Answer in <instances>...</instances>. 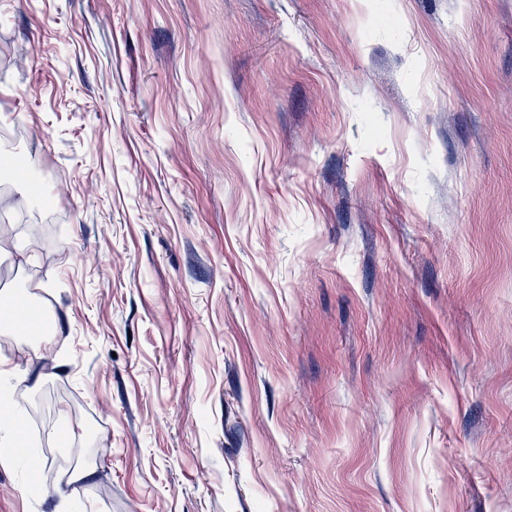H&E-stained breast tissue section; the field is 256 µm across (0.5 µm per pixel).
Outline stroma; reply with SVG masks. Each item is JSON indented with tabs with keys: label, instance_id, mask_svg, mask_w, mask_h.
Returning a JSON list of instances; mask_svg holds the SVG:
<instances>
[{
	"label": "stroma",
	"instance_id": "stroma-1",
	"mask_svg": "<svg viewBox=\"0 0 512 512\" xmlns=\"http://www.w3.org/2000/svg\"><path fill=\"white\" fill-rule=\"evenodd\" d=\"M1 152L0 512H512V0H0ZM28 380L29 372L18 374L0 369V446L2 448H18L22 445V429L19 424L22 419L16 414V407L21 402L19 397L35 390L40 383L39 377L32 386L26 384ZM4 405L7 406L6 412L2 409Z\"/></svg>",
	"mask_w": 512,
	"mask_h": 512
}]
</instances>
